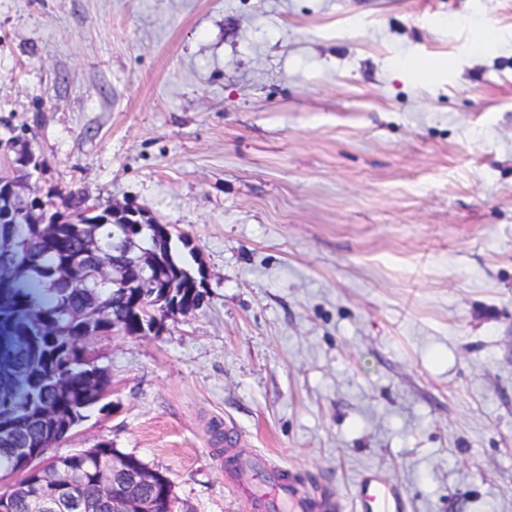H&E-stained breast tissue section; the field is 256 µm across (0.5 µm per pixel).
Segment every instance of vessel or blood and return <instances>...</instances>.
Returning a JSON list of instances; mask_svg holds the SVG:
<instances>
[{
  "instance_id": "b4317fda",
  "label": "vessel or blood",
  "mask_w": 512,
  "mask_h": 512,
  "mask_svg": "<svg viewBox=\"0 0 512 512\" xmlns=\"http://www.w3.org/2000/svg\"><path fill=\"white\" fill-rule=\"evenodd\" d=\"M236 485L249 490L258 512L278 507L282 512H340L342 502L327 496L308 497L299 494L293 483L281 472L268 468L261 456L250 457L249 464L240 470ZM392 489L380 477L361 480L353 500L354 512H391Z\"/></svg>"
}]
</instances>
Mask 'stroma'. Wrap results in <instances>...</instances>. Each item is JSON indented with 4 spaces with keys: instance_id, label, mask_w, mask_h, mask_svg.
<instances>
[{
    "instance_id": "35a3bbf8",
    "label": "stroma",
    "mask_w": 512,
    "mask_h": 512,
    "mask_svg": "<svg viewBox=\"0 0 512 512\" xmlns=\"http://www.w3.org/2000/svg\"><path fill=\"white\" fill-rule=\"evenodd\" d=\"M16 149L209 273L159 335L101 338L109 406L67 450L112 442L177 512H252L228 426L303 493L512 512V0H0ZM391 498V487L380 477L363 479L357 485L352 508L355 512H393Z\"/></svg>"
}]
</instances>
